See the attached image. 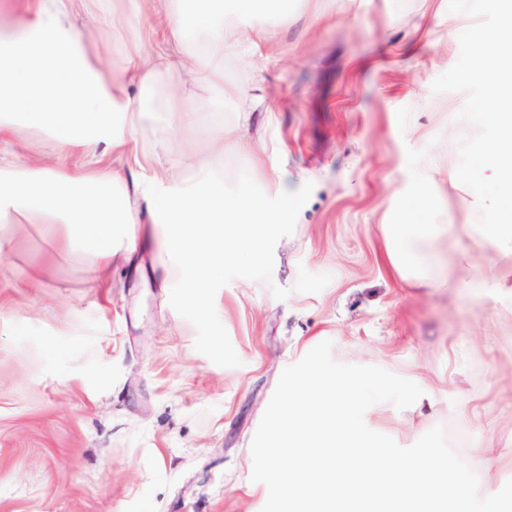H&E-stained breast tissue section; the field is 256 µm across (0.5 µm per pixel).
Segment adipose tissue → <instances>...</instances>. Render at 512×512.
I'll use <instances>...</instances> for the list:
<instances>
[{
    "mask_svg": "<svg viewBox=\"0 0 512 512\" xmlns=\"http://www.w3.org/2000/svg\"><path fill=\"white\" fill-rule=\"evenodd\" d=\"M36 19L17 33L0 36V112L23 102L29 117L61 132L62 149L92 153L99 134L113 118L151 110L150 100L133 99L105 72L87 77L83 47L71 17L72 0H34ZM294 0H192L181 12L164 9L152 23L155 49L149 58L129 56L127 73L141 86L171 82L189 68L198 86L224 88V58L259 34L243 26L244 18L274 13L287 16ZM211 21L203 57L182 54V38L199 17ZM481 81L495 100L512 97V40L486 32L465 72ZM490 137L479 145L482 164L491 175L479 186L483 221L475 225L478 245L497 258H512V113L490 112ZM114 175L99 179L76 172L60 178L34 174L0 180V215L28 210L51 216L68 227L67 241L91 243L98 254L101 279H108L115 227L135 223L126 197L112 191ZM384 225L387 259L394 272L415 286L431 279L430 259L447 231L443 224L412 222L400 202L389 205Z\"/></svg>",
    "mask_w": 512,
    "mask_h": 512,
    "instance_id": "ef3b65f1",
    "label": "adipose tissue"
}]
</instances>
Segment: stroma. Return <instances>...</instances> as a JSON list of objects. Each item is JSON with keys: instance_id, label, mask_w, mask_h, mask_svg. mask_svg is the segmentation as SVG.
Wrapping results in <instances>:
<instances>
[{"instance_id": "1", "label": "stroma", "mask_w": 512, "mask_h": 512, "mask_svg": "<svg viewBox=\"0 0 512 512\" xmlns=\"http://www.w3.org/2000/svg\"><path fill=\"white\" fill-rule=\"evenodd\" d=\"M75 29L93 67L122 74L125 51L151 53L150 21L101 30L128 0H74ZM271 31L224 61V96L192 88L195 125L178 131L185 103L167 84L153 113L120 128L123 151L99 142L122 173L140 222L133 245L97 283L91 248L65 247L67 227L35 212L10 214L0 254V512H261L251 442L283 370L323 341L340 363L374 365L418 384L422 408L370 407L366 425L400 446L443 425L468 442L479 493L512 479V289L460 288L459 261L493 255L466 225L480 223L475 185L487 171L476 145L487 93L463 80L478 36L497 17L484 0H296L288 17L249 18ZM0 178L55 165L57 131L24 107L0 114ZM206 154L227 182L247 171L268 196L313 182L294 233L274 251L270 281L236 279L215 308L241 364L225 368L195 348L194 325L169 304L178 271L151 223L139 182L161 172L167 189L196 175L184 156ZM448 171V197L429 212L409 191ZM412 221L444 224L447 269L415 288L392 271L381 226L390 198ZM39 267L40 281L24 274Z\"/></svg>"}]
</instances>
